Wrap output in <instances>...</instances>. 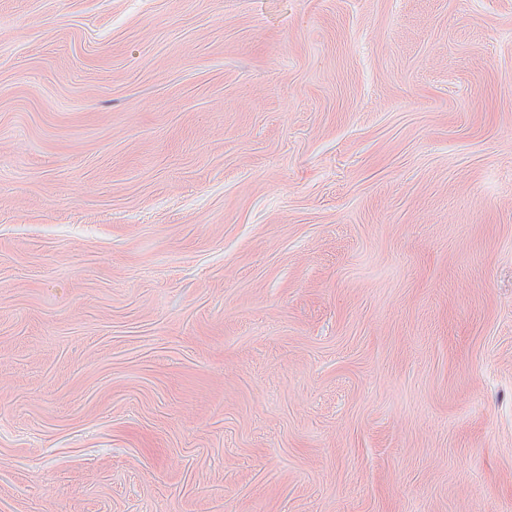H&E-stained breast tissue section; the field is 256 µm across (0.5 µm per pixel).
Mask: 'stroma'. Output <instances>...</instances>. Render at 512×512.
I'll return each instance as SVG.
<instances>
[{
  "label": "stroma",
  "mask_w": 512,
  "mask_h": 512,
  "mask_svg": "<svg viewBox=\"0 0 512 512\" xmlns=\"http://www.w3.org/2000/svg\"><path fill=\"white\" fill-rule=\"evenodd\" d=\"M0 512H512V0H0Z\"/></svg>",
  "instance_id": "35a3bbf8"
}]
</instances>
